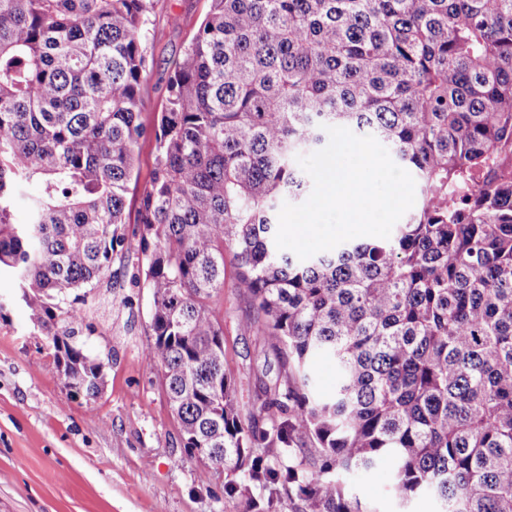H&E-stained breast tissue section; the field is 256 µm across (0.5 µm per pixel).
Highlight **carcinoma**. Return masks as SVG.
<instances>
[{
  "mask_svg": "<svg viewBox=\"0 0 512 512\" xmlns=\"http://www.w3.org/2000/svg\"><path fill=\"white\" fill-rule=\"evenodd\" d=\"M155 4L0 0V274L64 384L101 394L105 365L76 336L112 259L132 257L183 448L224 468L243 512H371L351 480L385 462L402 505L512 512V0H211L148 127ZM325 125L388 146L419 201L389 238L301 260L277 249V216L309 194L296 157ZM227 250L239 327L281 373L246 402L212 306ZM154 142L150 135L139 139L135 147L136 168L126 193L125 217L127 225L132 228L138 220V208L141 193L150 179L154 161Z\"/></svg>",
  "mask_w": 512,
  "mask_h": 512,
  "instance_id": "1",
  "label": "carcinoma"
}]
</instances>
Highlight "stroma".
<instances>
[{
  "label": "stroma",
  "mask_w": 512,
  "mask_h": 512,
  "mask_svg": "<svg viewBox=\"0 0 512 512\" xmlns=\"http://www.w3.org/2000/svg\"><path fill=\"white\" fill-rule=\"evenodd\" d=\"M211 0H157L142 82L145 123L166 98L172 63L181 57ZM151 136L139 139L126 193L128 225L138 220L141 193L154 161ZM224 368L240 398L273 384L278 358L238 327L247 309L234 288L232 256L224 258ZM131 261L112 263L111 286L91 295L93 314L81 339L107 358L106 386L94 400L73 397L51 350L16 300L14 279L0 277V512H239L224 498V477L187 456L160 386L146 364L148 297L131 285ZM390 466L363 474L353 486L371 512H400L390 493Z\"/></svg>",
  "instance_id": "1"
}]
</instances>
